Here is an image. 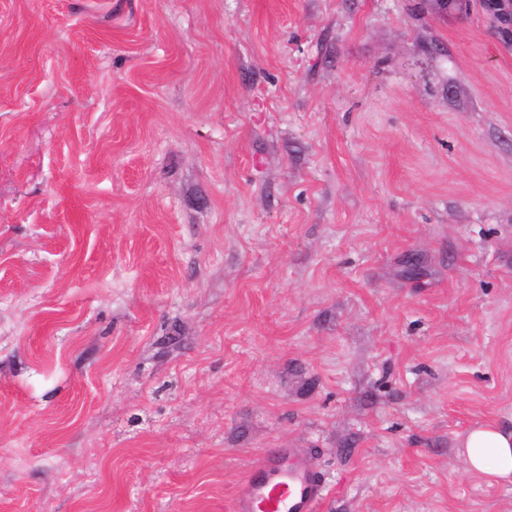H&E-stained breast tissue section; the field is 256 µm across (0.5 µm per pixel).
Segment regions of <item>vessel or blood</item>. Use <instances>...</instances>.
Masks as SVG:
<instances>
[{
    "label": "vessel or blood",
    "instance_id": "obj_1",
    "mask_svg": "<svg viewBox=\"0 0 512 512\" xmlns=\"http://www.w3.org/2000/svg\"><path fill=\"white\" fill-rule=\"evenodd\" d=\"M326 483L293 448L260 455L237 485L232 512H318Z\"/></svg>",
    "mask_w": 512,
    "mask_h": 512
}]
</instances>
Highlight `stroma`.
<instances>
[{
  "instance_id": "1",
  "label": "stroma",
  "mask_w": 512,
  "mask_h": 512,
  "mask_svg": "<svg viewBox=\"0 0 512 512\" xmlns=\"http://www.w3.org/2000/svg\"><path fill=\"white\" fill-rule=\"evenodd\" d=\"M512 43L480 0H0V512H512ZM458 448L469 474L490 483H512V431L490 423L479 425L465 435ZM326 483L308 456L295 448L262 454L237 485L233 512H318Z\"/></svg>"
}]
</instances>
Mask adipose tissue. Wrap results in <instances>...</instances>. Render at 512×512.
Instances as JSON below:
<instances>
[{
	"instance_id": "obj_1",
	"label": "adipose tissue",
	"mask_w": 512,
	"mask_h": 512,
	"mask_svg": "<svg viewBox=\"0 0 512 512\" xmlns=\"http://www.w3.org/2000/svg\"><path fill=\"white\" fill-rule=\"evenodd\" d=\"M459 448L468 473L491 483H512V431L483 424L471 429Z\"/></svg>"
}]
</instances>
